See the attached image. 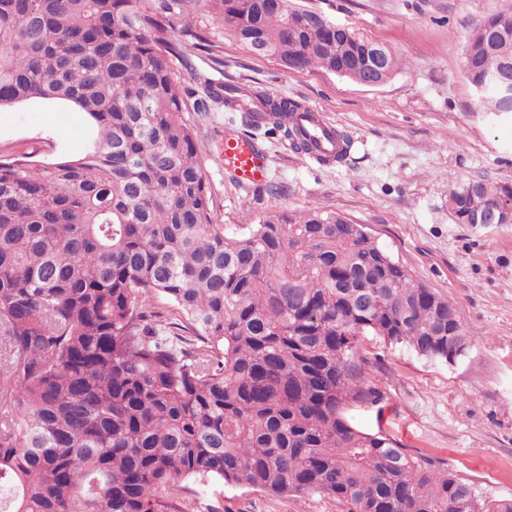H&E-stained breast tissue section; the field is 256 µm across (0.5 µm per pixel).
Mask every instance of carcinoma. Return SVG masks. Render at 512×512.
<instances>
[{
    "mask_svg": "<svg viewBox=\"0 0 512 512\" xmlns=\"http://www.w3.org/2000/svg\"><path fill=\"white\" fill-rule=\"evenodd\" d=\"M0 0V108L46 101L87 116L77 158L0 162V512H201L194 486L323 493L347 512H512L448 463L347 418L383 394L361 343L376 336L452 362L455 306L365 226L333 211L212 222L171 58L212 50L207 8L250 53L364 78L374 41L293 0ZM182 36L174 40L172 34ZM376 84L399 60L387 47ZM512 63V8L477 22L464 71L479 105ZM297 153L320 150L301 103L204 83ZM512 209V184L453 189L472 224Z\"/></svg>",
    "mask_w": 512,
    "mask_h": 512,
    "instance_id": "carcinoma-1",
    "label": "carcinoma"
}]
</instances>
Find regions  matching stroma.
I'll return each mask as SVG.
<instances>
[{"label": "stroma", "instance_id": "1", "mask_svg": "<svg viewBox=\"0 0 512 512\" xmlns=\"http://www.w3.org/2000/svg\"><path fill=\"white\" fill-rule=\"evenodd\" d=\"M391 48L403 67L368 87L320 68L288 69L249 53L209 10L193 15L212 53L173 58L188 87L182 117L195 134L217 224H257L273 212L333 211L365 225L413 277L447 297L469 338L454 362L430 361L366 337L369 377L381 406L354 405L351 423L447 460L484 495L512 497V224H459L451 183H512V112L489 114L463 71L473 23L512 0H294ZM258 86L301 102L342 132L341 162L303 159L288 140L246 127L239 113L201 107L204 82ZM253 137L268 158L264 184L241 185L224 168L225 130ZM84 116L48 103L0 110V161L52 162L80 155ZM211 512H346L323 494L274 496L209 486Z\"/></svg>", "mask_w": 512, "mask_h": 512}]
</instances>
